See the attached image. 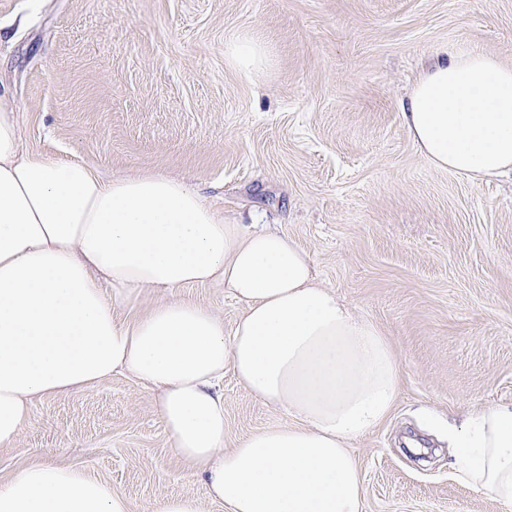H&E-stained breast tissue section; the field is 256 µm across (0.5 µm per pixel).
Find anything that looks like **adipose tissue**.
Returning <instances> with one entry per match:
<instances>
[{"mask_svg":"<svg viewBox=\"0 0 512 512\" xmlns=\"http://www.w3.org/2000/svg\"><path fill=\"white\" fill-rule=\"evenodd\" d=\"M229 62L254 76L266 50L243 35ZM434 167L481 182L512 176V66L489 54L434 58L400 105ZM224 289L242 306L232 334L178 288ZM163 291L151 304L149 292ZM290 424L224 445L225 368ZM115 374L152 384L176 455L207 499L167 496L156 512H361L349 444L391 414L399 366L380 329L321 285L286 235L224 217L183 180L105 178L29 150L0 94V447L33 403ZM454 476L512 512V404L469 409L448 431ZM0 512H131L87 472L38 462L0 484Z\"/></svg>","mask_w":512,"mask_h":512,"instance_id":"adipose-tissue-1","label":"adipose tissue"}]
</instances>
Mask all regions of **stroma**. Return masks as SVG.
I'll use <instances>...</instances> for the list:
<instances>
[{
  "label": "stroma",
  "mask_w": 512,
  "mask_h": 512,
  "mask_svg": "<svg viewBox=\"0 0 512 512\" xmlns=\"http://www.w3.org/2000/svg\"><path fill=\"white\" fill-rule=\"evenodd\" d=\"M246 33L268 54L250 79L225 55ZM446 50L512 65V0H0V90L30 149L178 176L276 227L388 338L395 407L350 444L363 512H503L453 477L440 428L512 403V183L435 169L399 110ZM155 399L119 374L37 400L0 483L40 460L108 481L132 512L205 497ZM289 421L225 371V447Z\"/></svg>",
  "instance_id": "stroma-1"
}]
</instances>
